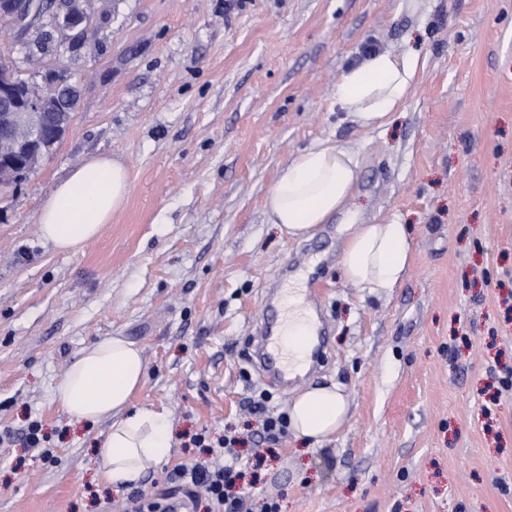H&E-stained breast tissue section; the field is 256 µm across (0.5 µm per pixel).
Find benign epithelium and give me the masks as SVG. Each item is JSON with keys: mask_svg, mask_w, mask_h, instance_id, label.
I'll list each match as a JSON object with an SVG mask.
<instances>
[{"mask_svg": "<svg viewBox=\"0 0 512 512\" xmlns=\"http://www.w3.org/2000/svg\"><path fill=\"white\" fill-rule=\"evenodd\" d=\"M20 0H0V41H22L45 18L59 22L69 48L82 43L90 0H36L30 10L19 11ZM43 88L21 85L14 62L0 53V187H9L32 174L60 142L70 125L72 102L79 87L63 72L48 70Z\"/></svg>", "mask_w": 512, "mask_h": 512, "instance_id": "obj_1", "label": "benign epithelium"}]
</instances>
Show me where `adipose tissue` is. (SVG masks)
<instances>
[{"label":"adipose tissue","instance_id":"1","mask_svg":"<svg viewBox=\"0 0 512 512\" xmlns=\"http://www.w3.org/2000/svg\"><path fill=\"white\" fill-rule=\"evenodd\" d=\"M422 66L419 51H385L345 69L334 96L341 109L363 125L382 127L404 107ZM359 180L351 151L320 144L282 165L267 200L269 223L294 240L314 236L319 225L342 216L348 231L341 253L345 280L369 291L392 292L411 262L413 238L398 218L365 223L348 204ZM126 168L108 158L77 165L44 200L39 229L62 252H79L124 203ZM141 349L121 336H107L85 348L56 384L54 395L75 421L107 422L90 463L113 488L138 482L148 464L168 460L172 429L166 414L132 409L131 399L145 378ZM349 404L333 384L312 386L292 402L290 428L321 441L343 424Z\"/></svg>","mask_w":512,"mask_h":512}]
</instances>
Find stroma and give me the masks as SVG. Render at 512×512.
<instances>
[{"label":"stroma","instance_id":"obj_1","mask_svg":"<svg viewBox=\"0 0 512 512\" xmlns=\"http://www.w3.org/2000/svg\"><path fill=\"white\" fill-rule=\"evenodd\" d=\"M419 49L425 67L386 128L347 116L342 72L373 51ZM9 52L20 74L81 85L65 138L0 190V431L33 420L52 461L0 444V512H123L126 490L89 470L106 422L76 424L54 387L88 345L143 351L133 407L165 410L162 489L185 434L246 431L248 397L287 412L303 387L336 383L338 432L288 436L257 471L252 512H512V0H97L83 45L64 34ZM360 165L367 222L412 227L391 293L348 283L344 225L288 239L266 215L280 165L319 143ZM120 162L124 205L78 253L39 231L43 201L79 163ZM308 273L328 325L314 370L282 390L251 338L280 272Z\"/></svg>","mask_w":512,"mask_h":512}]
</instances>
